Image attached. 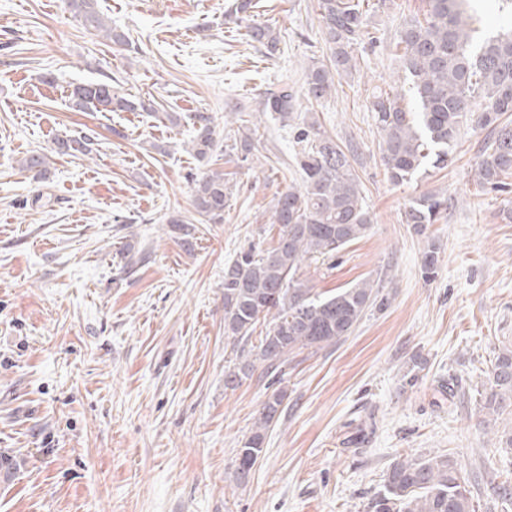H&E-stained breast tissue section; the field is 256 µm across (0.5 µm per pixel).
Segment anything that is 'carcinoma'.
<instances>
[{
	"instance_id": "cac0c4a2",
	"label": "carcinoma",
	"mask_w": 512,
	"mask_h": 512,
	"mask_svg": "<svg viewBox=\"0 0 512 512\" xmlns=\"http://www.w3.org/2000/svg\"><path fill=\"white\" fill-rule=\"evenodd\" d=\"M468 0H429L430 10L414 16L398 31L395 49L411 81L412 100L399 91L375 94L368 111L379 133L380 158L391 181L411 180L428 168L442 169L454 160L453 151L466 123L494 133L478 162L481 182L503 191L512 175V30L483 39L467 14ZM85 27L114 44L128 37L112 27L99 10L98 0H68ZM386 0H318L323 40L331 51L329 63L312 61L304 78V97L320 104L336 91V80L361 71L360 48L370 38L371 16ZM247 37L272 55L280 36L269 25L252 23ZM77 111L150 112L152 101L124 94L108 81L73 85L69 95ZM293 87L278 83L266 89L259 113L269 114L294 133L302 185L290 187L273 206L272 225L278 227L276 244L256 251L251 245L224 266V336L234 344L259 333L251 352L224 371V389L235 390L253 377L256 363L278 375L262 403L255 430L237 452L235 480L247 481L265 451L266 431L283 411L287 391L280 383L288 375L290 359L314 353L349 335L365 311L376 303L379 291L364 281L322 296L303 272L312 258H333L343 247L365 237L371 216L364 205L362 184L347 155L315 118L296 109ZM194 129L191 151L198 161H210L221 150L215 137L214 117L198 111L191 116ZM88 135L58 141L63 154L88 155ZM260 144L259 127H242L229 151L238 161H251ZM192 206L208 223L224 220L233 191L224 172L209 169L191 174ZM448 201L433 193L416 199L405 212V223L420 234L436 223ZM182 245L189 246L195 226L176 215L169 219ZM482 411L493 420L512 416V349L497 354L480 393ZM367 512H476L469 481L457 462L444 455L427 459H397L387 470L383 490L367 504Z\"/></svg>"
}]
</instances>
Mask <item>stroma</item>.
I'll use <instances>...</instances> for the list:
<instances>
[{"label":"stroma","instance_id":"stroma-1","mask_svg":"<svg viewBox=\"0 0 512 512\" xmlns=\"http://www.w3.org/2000/svg\"><path fill=\"white\" fill-rule=\"evenodd\" d=\"M233 2L98 0L130 38L122 48L86 30L66 0H0V452L16 463L0 478V512H366L395 459L430 455L462 466L477 512H512L493 492L512 481V450L478 395L512 348V191L481 184L489 133L469 128L452 165L393 184L368 110L401 71L398 28L428 0H386L366 69L316 108L357 151L372 228L305 274L324 295L374 281L386 304L289 363L285 409L236 483L269 379L258 371L224 387L235 357L224 266L253 241L275 244L273 205L301 184L290 130L256 110L272 84L301 88L328 49L316 0H261L255 20L281 33L273 55L225 19ZM108 78L153 99L159 117L70 108L72 84ZM233 107L260 120L263 146L248 165L217 153L231 206L184 248L168 219L193 216L190 176L203 164L187 150L190 125L163 115L211 112L221 140L237 131ZM85 134L90 155L57 153L56 139ZM33 152L49 160L46 180L22 167ZM426 192L448 210L419 235L402 217ZM431 239L440 252L428 281Z\"/></svg>","mask_w":512,"mask_h":512}]
</instances>
